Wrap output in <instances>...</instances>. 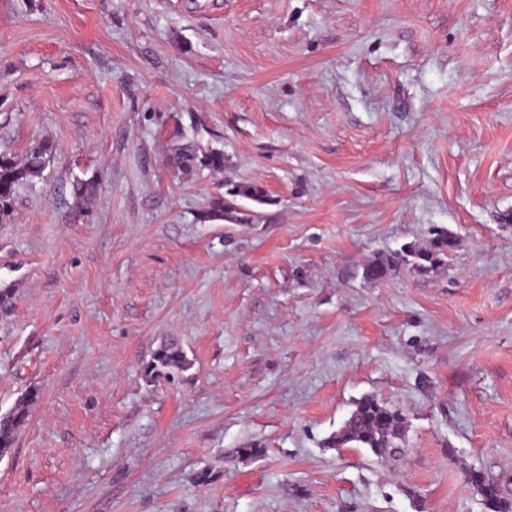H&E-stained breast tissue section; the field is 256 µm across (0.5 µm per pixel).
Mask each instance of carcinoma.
<instances>
[{
    "instance_id": "carcinoma-1",
    "label": "carcinoma",
    "mask_w": 512,
    "mask_h": 512,
    "mask_svg": "<svg viewBox=\"0 0 512 512\" xmlns=\"http://www.w3.org/2000/svg\"><path fill=\"white\" fill-rule=\"evenodd\" d=\"M55 151L50 141L38 142L27 151L24 162L18 163L6 153H0V223L12 215V207L17 187L25 182L42 176L43 171ZM169 164L183 173L204 168L220 171L224 168V153L211 150L198 154L186 146L169 159ZM97 189L94 180H78L73 183L72 218L81 220L86 213L84 207ZM266 190L257 183L240 182L227 187L224 193L211 198L205 217L216 220L226 219L237 224H250L255 215L242 201L263 203ZM455 247V235L445 227H436L430 247L423 248L415 243H407L400 249L365 268L368 279L384 276L389 268L404 267L419 277H425L448 261V254ZM188 360L181 344L169 339L161 343L154 352L152 360L146 366L145 373L155 379L169 376L174 371H184ZM38 393L29 391L22 395L8 411L0 414V457L5 456L14 446L16 437L29 420L30 407L37 401ZM406 422L402 413L392 409L383 401L365 396L355 402V409L345 420L343 426L327 440L329 448H344L354 444L369 449L376 457H394L404 452ZM468 480L484 497L490 512H512V499L501 495L498 485L480 471L468 472Z\"/></svg>"
}]
</instances>
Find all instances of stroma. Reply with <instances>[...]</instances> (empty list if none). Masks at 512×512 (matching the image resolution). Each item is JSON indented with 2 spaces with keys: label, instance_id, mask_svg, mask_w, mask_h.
<instances>
[{
  "label": "stroma",
  "instance_id": "stroma-1",
  "mask_svg": "<svg viewBox=\"0 0 512 512\" xmlns=\"http://www.w3.org/2000/svg\"><path fill=\"white\" fill-rule=\"evenodd\" d=\"M43 140L0 224V413L38 393L0 512H488L471 470L512 494V0H0V152ZM184 144L223 170L174 169ZM245 181L260 222L205 219ZM436 226L437 272L364 278ZM170 337L190 366L150 381ZM366 395L405 454L326 447ZM73 210H72V218L74 221L81 220L86 213V209L84 207L85 201H87L97 189V184L94 180H77L73 183Z\"/></svg>",
  "mask_w": 512,
  "mask_h": 512
}]
</instances>
